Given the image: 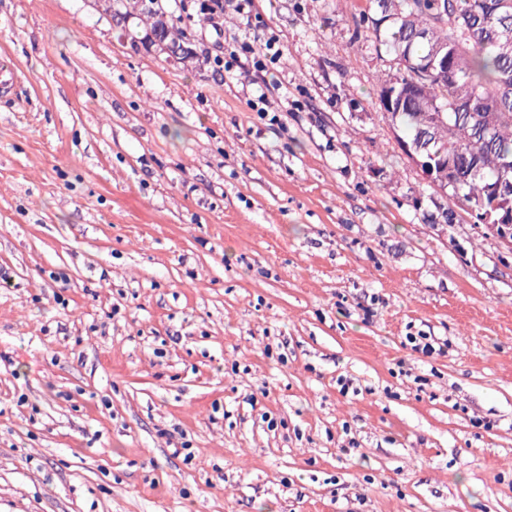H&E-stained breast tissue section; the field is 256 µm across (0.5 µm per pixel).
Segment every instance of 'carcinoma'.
<instances>
[{
	"label": "carcinoma",
	"instance_id": "cac0c4a2",
	"mask_svg": "<svg viewBox=\"0 0 512 512\" xmlns=\"http://www.w3.org/2000/svg\"><path fill=\"white\" fill-rule=\"evenodd\" d=\"M500 0H370L359 12L357 32L370 41L393 74L378 95L394 92L390 121L407 144L419 150L435 172L448 176L450 196L465 212L501 187L512 198V7ZM114 16L135 15L144 24L143 40L160 37L169 44L194 45L204 57L209 48L190 41L183 17L170 14L160 0H116ZM479 97L493 110L494 122L481 129L453 106ZM441 112L444 125L433 126Z\"/></svg>",
	"mask_w": 512,
	"mask_h": 512
}]
</instances>
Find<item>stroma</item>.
<instances>
[{
    "label": "stroma",
    "instance_id": "obj_1",
    "mask_svg": "<svg viewBox=\"0 0 512 512\" xmlns=\"http://www.w3.org/2000/svg\"><path fill=\"white\" fill-rule=\"evenodd\" d=\"M367 2L193 25L279 35L225 75L0 0V512H512V250L400 149Z\"/></svg>",
    "mask_w": 512,
    "mask_h": 512
}]
</instances>
